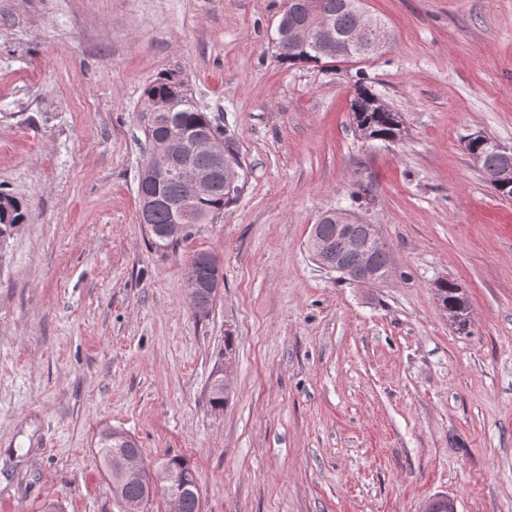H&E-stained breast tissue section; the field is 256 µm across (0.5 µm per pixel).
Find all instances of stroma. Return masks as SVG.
I'll list each match as a JSON object with an SVG mask.
<instances>
[{
  "mask_svg": "<svg viewBox=\"0 0 512 512\" xmlns=\"http://www.w3.org/2000/svg\"><path fill=\"white\" fill-rule=\"evenodd\" d=\"M286 2L0 0V190L28 205L0 238V512H123L106 426L148 464L184 458L202 512H512V199L465 148L512 147V0H365L390 46L333 68L278 61ZM167 72L223 116L245 186L158 250L137 184L143 90ZM361 81L400 141L356 132ZM331 210L378 225V286L312 260ZM198 252L224 269L206 316ZM210 265L212 275L208 280L199 277L198 266L202 259L190 260L185 276V288L191 297H197L200 292H208L211 295L219 294L224 284V271L220 263L213 257L204 258ZM436 291L438 301L455 317L453 324L456 328L466 330L469 304L463 289L453 282L441 280L436 284Z\"/></svg>",
  "mask_w": 512,
  "mask_h": 512,
  "instance_id": "35a3bbf8",
  "label": "stroma"
}]
</instances>
